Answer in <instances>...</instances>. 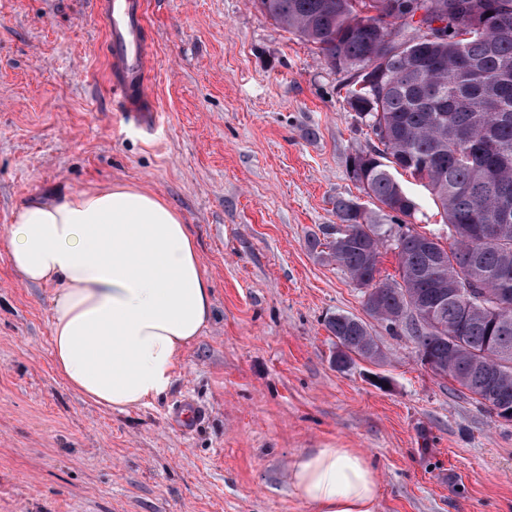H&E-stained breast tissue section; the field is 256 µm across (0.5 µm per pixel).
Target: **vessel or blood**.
<instances>
[{"instance_id":"vessel-or-blood-1","label":"vessel or blood","mask_w":512,"mask_h":512,"mask_svg":"<svg viewBox=\"0 0 512 512\" xmlns=\"http://www.w3.org/2000/svg\"><path fill=\"white\" fill-rule=\"evenodd\" d=\"M92 21L102 23L110 45L109 77L137 127L154 129L159 115L148 92L150 58L142 40L143 0H94Z\"/></svg>"}]
</instances>
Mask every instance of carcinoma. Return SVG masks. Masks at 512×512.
<instances>
[{"instance_id":"obj_1","label":"carcinoma","mask_w":512,"mask_h":512,"mask_svg":"<svg viewBox=\"0 0 512 512\" xmlns=\"http://www.w3.org/2000/svg\"><path fill=\"white\" fill-rule=\"evenodd\" d=\"M343 75L347 102L373 135L349 157L350 177L377 203H336L311 251L344 269L368 315L410 336L430 370L512 421V0H254ZM444 21L405 45L409 19ZM420 181L441 210L448 242L404 223L418 202L396 177ZM397 258L380 278L381 257ZM333 363H379L371 325L326 320Z\"/></svg>"}]
</instances>
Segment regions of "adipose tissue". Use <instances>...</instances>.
<instances>
[{
	"label": "adipose tissue",
	"instance_id": "1",
	"mask_svg": "<svg viewBox=\"0 0 512 512\" xmlns=\"http://www.w3.org/2000/svg\"><path fill=\"white\" fill-rule=\"evenodd\" d=\"M5 242L27 284H52V356L83 398L125 412L167 393L212 319L197 240L161 196L127 185L32 197ZM312 512H377L378 467L355 448H309L289 465Z\"/></svg>",
	"mask_w": 512,
	"mask_h": 512
}]
</instances>
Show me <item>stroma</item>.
Returning <instances> with one entry per match:
<instances>
[{
    "instance_id": "35a3bbf8",
    "label": "stroma",
    "mask_w": 512,
    "mask_h": 512,
    "mask_svg": "<svg viewBox=\"0 0 512 512\" xmlns=\"http://www.w3.org/2000/svg\"><path fill=\"white\" fill-rule=\"evenodd\" d=\"M91 10L0 0V512H310L288 466L331 445L378 465L377 512H512V422L425 368L410 337L376 323L382 363H332L326 319L366 315L308 246L338 200L369 202L348 159L370 139L341 74L251 0H145L150 133L107 83ZM116 184L182 213L213 295L170 391L124 413L58 374L55 287L24 284L4 242L31 197ZM187 399L201 417L184 430L168 418Z\"/></svg>"
}]
</instances>
